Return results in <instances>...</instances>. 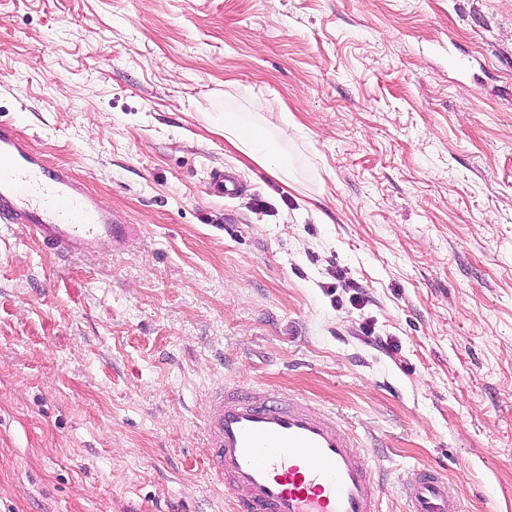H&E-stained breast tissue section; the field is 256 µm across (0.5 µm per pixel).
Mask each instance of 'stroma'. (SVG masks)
Segmentation results:
<instances>
[{
    "instance_id": "obj_1",
    "label": "stroma",
    "mask_w": 512,
    "mask_h": 512,
    "mask_svg": "<svg viewBox=\"0 0 512 512\" xmlns=\"http://www.w3.org/2000/svg\"><path fill=\"white\" fill-rule=\"evenodd\" d=\"M228 111L287 114L293 187ZM0 119L141 228L0 223V512H226L225 382L336 416L380 512L427 463L512 512V0H0ZM208 184L211 190L222 196L233 197L241 191L237 176L223 167H215L209 171Z\"/></svg>"
}]
</instances>
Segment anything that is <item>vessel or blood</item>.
<instances>
[{
	"label": "vessel or blood",
	"mask_w": 512,
	"mask_h": 512,
	"mask_svg": "<svg viewBox=\"0 0 512 512\" xmlns=\"http://www.w3.org/2000/svg\"><path fill=\"white\" fill-rule=\"evenodd\" d=\"M211 190L236 196L237 176L208 173ZM0 223L19 224L45 248L93 255L125 244L138 227L67 169L49 164L0 120ZM209 471L223 483L232 512H379L366 456L324 412L261 387L219 385L203 409ZM405 512H464L442 468L417 469L404 490Z\"/></svg>",
	"instance_id": "1"
}]
</instances>
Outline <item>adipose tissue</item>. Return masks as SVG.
<instances>
[{
    "label": "adipose tissue",
    "instance_id": "ef3b65f1",
    "mask_svg": "<svg viewBox=\"0 0 512 512\" xmlns=\"http://www.w3.org/2000/svg\"><path fill=\"white\" fill-rule=\"evenodd\" d=\"M288 138L287 126L266 120H251L239 112L224 115V139L237 152L263 166L280 182L289 179V159L281 143Z\"/></svg>",
    "mask_w": 512,
    "mask_h": 512
}]
</instances>
